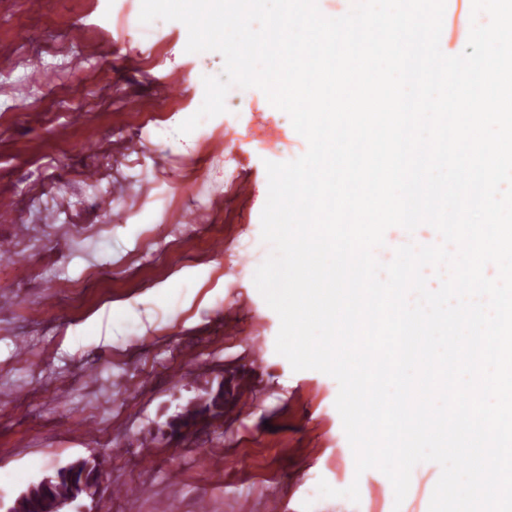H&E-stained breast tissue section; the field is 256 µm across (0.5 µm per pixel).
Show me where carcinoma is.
<instances>
[{"mask_svg":"<svg viewBox=\"0 0 512 512\" xmlns=\"http://www.w3.org/2000/svg\"><path fill=\"white\" fill-rule=\"evenodd\" d=\"M224 404V392L210 396L204 403L187 407L172 424L177 432L195 425L199 416L211 410H219ZM100 463L82 459L58 467L51 474L27 487L12 504L14 512H57L61 502L71 501L94 487L99 478Z\"/></svg>","mask_w":512,"mask_h":512,"instance_id":"obj_1","label":"carcinoma"}]
</instances>
